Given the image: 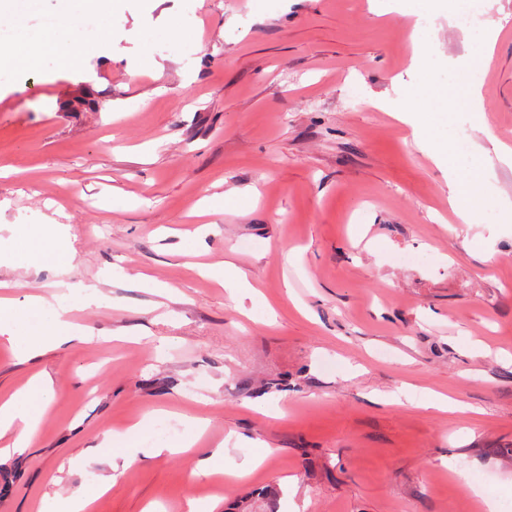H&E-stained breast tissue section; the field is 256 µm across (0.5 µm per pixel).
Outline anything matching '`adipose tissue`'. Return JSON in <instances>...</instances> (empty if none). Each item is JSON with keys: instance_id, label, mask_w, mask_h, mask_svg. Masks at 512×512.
I'll return each mask as SVG.
<instances>
[{"instance_id": "adipose-tissue-1", "label": "adipose tissue", "mask_w": 512, "mask_h": 512, "mask_svg": "<svg viewBox=\"0 0 512 512\" xmlns=\"http://www.w3.org/2000/svg\"><path fill=\"white\" fill-rule=\"evenodd\" d=\"M109 7L110 0H58L56 23L45 28L30 23L31 16L40 8V0H0V18H7L10 25V35L0 44V51L11 56L24 55L34 64L49 59L73 62L70 49L85 34V20L90 16L107 20ZM18 249L28 266L37 270L47 265L67 267L76 258L60 224L14 225L11 236L0 243V259ZM72 308V302L58 298L31 296L20 305L11 298L0 297V334L7 336L17 359L23 362L48 348L91 340L92 329L69 321ZM52 399L51 380L37 374L24 388L0 402V437L13 438L11 447L0 448V460L29 448ZM149 424V419L144 418L130 424L124 432H106L98 445L99 454L126 468L141 458L187 451V443L141 441L140 436Z\"/></svg>"}]
</instances>
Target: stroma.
Returning <instances> with one entry per match:
<instances>
[{
    "mask_svg": "<svg viewBox=\"0 0 512 512\" xmlns=\"http://www.w3.org/2000/svg\"><path fill=\"white\" fill-rule=\"evenodd\" d=\"M112 13L76 64L19 65L0 85V225L55 218L77 251L63 269L1 265L0 281L20 300L101 296L72 313L97 341L22 363L0 337V400L37 373L54 390L32 447L0 463V512L113 474L102 433L162 409L209 417L225 468L261 465L195 480L191 453L143 459L96 512H472L459 472L512 512V223H461L392 115L420 82L409 18L370 0ZM484 22L501 29L484 120L512 144V0ZM421 32L436 55L476 50L443 17ZM227 262L250 295L209 276ZM406 384L475 413L373 399Z\"/></svg>",
    "mask_w": 512,
    "mask_h": 512,
    "instance_id": "1",
    "label": "stroma"
}]
</instances>
